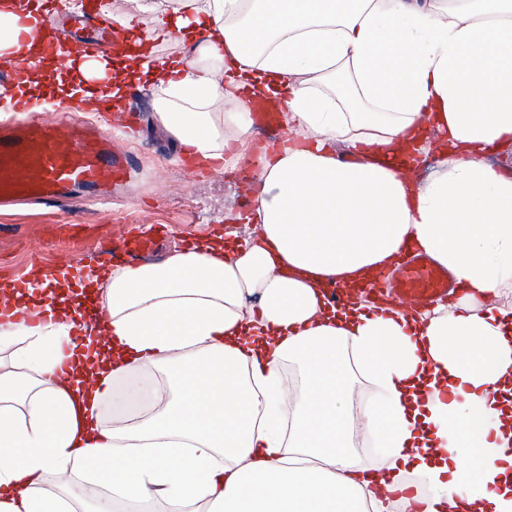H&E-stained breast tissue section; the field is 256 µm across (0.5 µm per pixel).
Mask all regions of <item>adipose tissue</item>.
<instances>
[{
    "mask_svg": "<svg viewBox=\"0 0 512 512\" xmlns=\"http://www.w3.org/2000/svg\"><path fill=\"white\" fill-rule=\"evenodd\" d=\"M118 28L127 70L70 59L60 98L118 104L153 76L156 122L203 162L234 143L246 161L249 100L298 138L262 159L247 247L218 236L109 274L98 348L79 352L74 305L0 321V512H63L81 465L160 512H388L377 487L415 477L413 512H512V322L488 303L512 283V169L485 160L512 146V0H138ZM50 34L0 0V59ZM175 37L193 55L156 56ZM433 130L447 148L422 179ZM413 246L454 277L456 314L328 302L326 283ZM132 374L167 394L113 425L99 405ZM355 374L378 390L370 475L344 428Z\"/></svg>",
    "mask_w": 512,
    "mask_h": 512,
    "instance_id": "1",
    "label": "adipose tissue"
}]
</instances>
